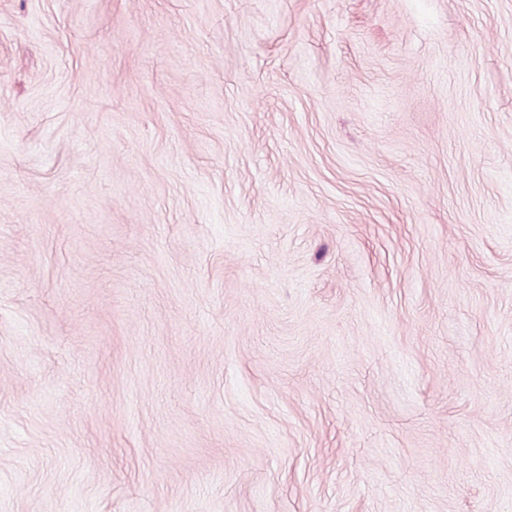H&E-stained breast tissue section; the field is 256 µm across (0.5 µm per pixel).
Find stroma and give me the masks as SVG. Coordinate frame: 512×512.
Listing matches in <instances>:
<instances>
[{
    "label": "stroma",
    "instance_id": "1",
    "mask_svg": "<svg viewBox=\"0 0 512 512\" xmlns=\"http://www.w3.org/2000/svg\"><path fill=\"white\" fill-rule=\"evenodd\" d=\"M0 512H512V0H0Z\"/></svg>",
    "mask_w": 512,
    "mask_h": 512
}]
</instances>
